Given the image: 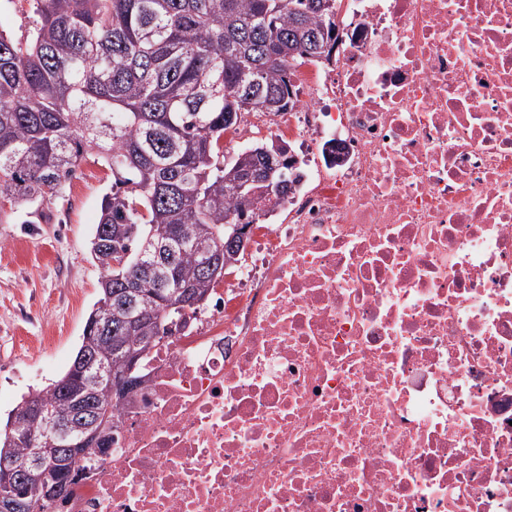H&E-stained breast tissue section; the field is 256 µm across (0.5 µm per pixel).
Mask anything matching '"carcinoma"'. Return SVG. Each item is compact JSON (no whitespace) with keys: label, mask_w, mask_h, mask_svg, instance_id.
<instances>
[{"label":"carcinoma","mask_w":512,"mask_h":512,"mask_svg":"<svg viewBox=\"0 0 512 512\" xmlns=\"http://www.w3.org/2000/svg\"><path fill=\"white\" fill-rule=\"evenodd\" d=\"M323 0H33L26 36L0 30V201L39 210L63 192L92 154L112 172L91 240L101 270L100 298L89 313L68 369L29 391L0 430V457L17 460L33 436L44 448L61 434L26 416L65 414L75 403L112 421L122 396L86 369L89 356L142 376L151 348L201 304L233 267L228 247L238 218L253 224L258 199H279L295 186L292 160L264 142L224 163V130L249 105L284 112L298 103L292 82L305 62L331 60L336 8ZM249 171L269 183L243 190ZM222 266L204 272L199 242ZM122 252V267L109 258ZM134 281L136 305L119 285ZM112 442L59 468L70 484Z\"/></svg>","instance_id":"obj_1"}]
</instances>
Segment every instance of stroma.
I'll return each mask as SVG.
<instances>
[{
  "mask_svg": "<svg viewBox=\"0 0 512 512\" xmlns=\"http://www.w3.org/2000/svg\"><path fill=\"white\" fill-rule=\"evenodd\" d=\"M112 173L84 162L37 213L20 205L0 224V415L69 366L100 296L91 239Z\"/></svg>",
  "mask_w": 512,
  "mask_h": 512,
  "instance_id": "stroma-1",
  "label": "stroma"
}]
</instances>
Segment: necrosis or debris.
I'll use <instances>...</instances> for the list:
<instances>
[{"instance_id":"4bbe7bcc","label":"necrosis or debris","mask_w":512,"mask_h":512,"mask_svg":"<svg viewBox=\"0 0 512 512\" xmlns=\"http://www.w3.org/2000/svg\"><path fill=\"white\" fill-rule=\"evenodd\" d=\"M301 145L64 512H512V0H340ZM331 103L332 111L321 108Z\"/></svg>"}]
</instances>
